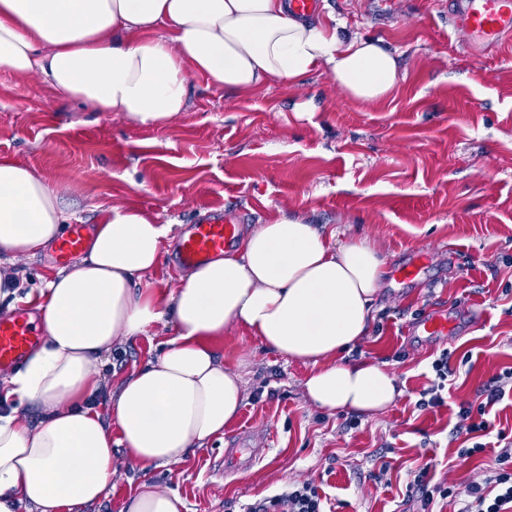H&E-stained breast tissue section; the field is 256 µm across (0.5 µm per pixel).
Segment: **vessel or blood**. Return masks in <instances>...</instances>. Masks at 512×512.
<instances>
[{
  "label": "vessel or blood",
  "mask_w": 512,
  "mask_h": 512,
  "mask_svg": "<svg viewBox=\"0 0 512 512\" xmlns=\"http://www.w3.org/2000/svg\"><path fill=\"white\" fill-rule=\"evenodd\" d=\"M481 2L478 8L471 0H450L448 5L453 27L464 35V44L471 52H486L512 41V0ZM248 218L249 212L243 208L237 217L216 214L192 225L181 240L179 263L193 266L224 252L238 237V221ZM85 238V225H68L55 250L56 262H67L81 250ZM415 325L433 337L448 333V318L443 311L436 309L422 312ZM40 340L37 325L27 311H19L11 321H0V369L19 365Z\"/></svg>",
  "instance_id": "b4317fda"
}]
</instances>
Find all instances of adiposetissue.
<instances>
[{"label":"adipose tissue","mask_w":512,"mask_h":512,"mask_svg":"<svg viewBox=\"0 0 512 512\" xmlns=\"http://www.w3.org/2000/svg\"><path fill=\"white\" fill-rule=\"evenodd\" d=\"M334 16L301 18L290 0H0V72L48 86L128 123L165 127L186 110L188 74L239 94L313 71L361 104L398 88L380 42L340 36ZM67 216L29 168L0 158V321L34 306L40 346L0 375V512H86L112 491L115 450L167 468L223 437L244 400L214 339L237 328L311 363L306 397L327 411L373 414L401 394L384 366L347 361L369 331L384 262L366 241L282 219L166 288L141 280L176 227L112 206L74 261L22 293L16 265L55 243ZM169 335L117 386L104 369L135 337ZM107 404H99V393ZM174 491L141 483L125 512H183Z\"/></svg>","instance_id":"obj_1"}]
</instances>
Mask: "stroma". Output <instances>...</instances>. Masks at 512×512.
I'll return each mask as SVG.
<instances>
[{
  "instance_id": "1",
  "label": "stroma",
  "mask_w": 512,
  "mask_h": 512,
  "mask_svg": "<svg viewBox=\"0 0 512 512\" xmlns=\"http://www.w3.org/2000/svg\"><path fill=\"white\" fill-rule=\"evenodd\" d=\"M326 4L347 33L397 56L394 98L357 103L322 72L249 96L191 74L185 112L156 128L93 111L40 77L0 74V156L58 190L71 223L95 226L114 205L187 227L248 203L240 232L298 216L338 242L369 241L384 259L375 318L345 357L394 373V404L371 416L324 411L303 392L310 363L230 331L213 346L241 372L246 397L223 440L168 469L135 471L116 457L112 492L91 512H123L144 481L177 491L188 512H246L302 481L331 512H417L406 484L419 465L436 483L485 479L494 449L460 458L451 433L460 404L479 403V389L512 368V50L465 54L445 0ZM417 254L421 275L396 281L393 270ZM472 303L486 312L476 327ZM428 308L446 310L454 331L413 335ZM443 352L454 371L444 403L418 410ZM230 448L254 462L219 469Z\"/></svg>"
}]
</instances>
